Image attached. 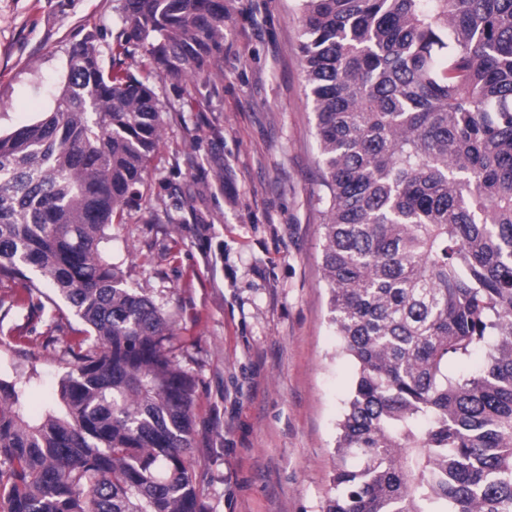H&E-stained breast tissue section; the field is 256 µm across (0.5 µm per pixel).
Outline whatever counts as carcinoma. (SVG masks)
<instances>
[{
	"label": "carcinoma",
	"mask_w": 512,
	"mask_h": 512,
	"mask_svg": "<svg viewBox=\"0 0 512 512\" xmlns=\"http://www.w3.org/2000/svg\"><path fill=\"white\" fill-rule=\"evenodd\" d=\"M104 68L72 46L56 104L0 135V280L84 328L55 403L0 379L4 512H206L193 376L99 250L159 140L133 44L175 83L224 52V0H125ZM330 321L355 367L322 512H512V0H298ZM31 271L36 278L26 276ZM484 367L455 373L474 350Z\"/></svg>",
	"instance_id": "obj_1"
}]
</instances>
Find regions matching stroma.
<instances>
[{"label": "stroma", "mask_w": 512, "mask_h": 512, "mask_svg": "<svg viewBox=\"0 0 512 512\" xmlns=\"http://www.w3.org/2000/svg\"><path fill=\"white\" fill-rule=\"evenodd\" d=\"M224 7L207 76L177 87L148 73L143 50L126 58L154 88L161 134L138 207L102 248L166 313L170 354L196 379L207 512H322L354 365L329 321L297 0ZM126 28L124 0H0V130L54 108L74 44L92 40L107 67ZM19 289L0 281V378L26 382L35 415L82 323L42 295L17 303Z\"/></svg>", "instance_id": "1"}]
</instances>
